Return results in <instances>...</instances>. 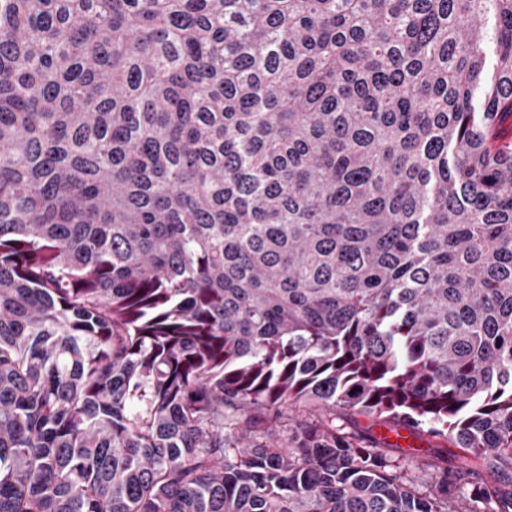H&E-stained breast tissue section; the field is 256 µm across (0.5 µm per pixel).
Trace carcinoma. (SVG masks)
I'll return each mask as SVG.
<instances>
[{"label": "carcinoma", "mask_w": 512, "mask_h": 512, "mask_svg": "<svg viewBox=\"0 0 512 512\" xmlns=\"http://www.w3.org/2000/svg\"><path fill=\"white\" fill-rule=\"evenodd\" d=\"M510 116L512 0H0V512H512ZM397 441L400 448L396 450V454L403 457L409 463L410 468L415 462L430 461L436 458L443 461L448 460V474L450 475H456L460 466H466L459 456L461 451L446 440L427 437L420 441L418 438L410 436L408 439L398 438Z\"/></svg>", "instance_id": "cac0c4a2"}]
</instances>
